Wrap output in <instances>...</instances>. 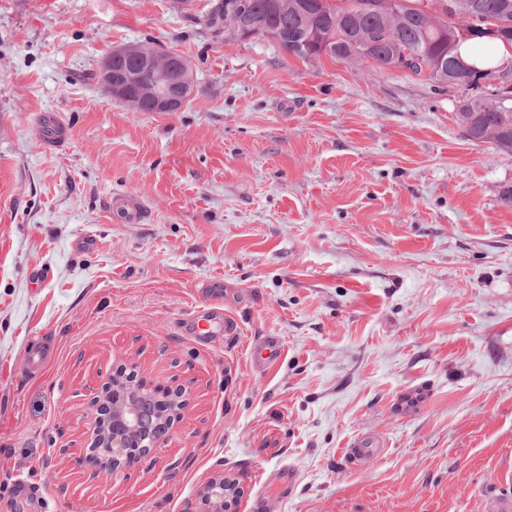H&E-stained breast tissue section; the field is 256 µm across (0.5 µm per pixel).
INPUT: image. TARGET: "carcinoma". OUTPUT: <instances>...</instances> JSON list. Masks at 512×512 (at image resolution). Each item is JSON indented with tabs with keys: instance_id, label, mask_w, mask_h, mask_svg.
Masks as SVG:
<instances>
[{
	"instance_id": "obj_1",
	"label": "carcinoma",
	"mask_w": 512,
	"mask_h": 512,
	"mask_svg": "<svg viewBox=\"0 0 512 512\" xmlns=\"http://www.w3.org/2000/svg\"><path fill=\"white\" fill-rule=\"evenodd\" d=\"M216 0L211 8L193 20L224 41L238 39L236 26L245 18L257 31L277 29L288 32L280 42L286 52L302 60L320 58L319 45L328 48L325 56L343 62H368L379 69H392L403 54L421 60L422 66H410V73L425 81L448 87L471 85L472 74L461 69L460 44L474 40L479 44L495 42L512 51V30L491 39L483 34L486 19L512 11V0ZM138 46L146 54L137 58H118L112 65L118 70L138 74L152 81L150 55L169 58L176 66L184 59L155 48L149 42ZM481 69L512 73V59L501 62L484 58L475 62ZM457 122L462 136L472 142H492L501 150L512 151V99L497 108H489L479 93H468L459 103Z\"/></svg>"
}]
</instances>
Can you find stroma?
Returning a JSON list of instances; mask_svg holds the SVG:
<instances>
[{
    "mask_svg": "<svg viewBox=\"0 0 512 512\" xmlns=\"http://www.w3.org/2000/svg\"><path fill=\"white\" fill-rule=\"evenodd\" d=\"M189 16L0 0V512H205L219 474L239 484L232 512L260 496L265 512H482L512 452V152L462 137L459 89ZM138 41L193 64L180 111L130 110L97 81ZM44 112L63 146L44 144ZM115 194L147 220L111 222ZM206 299L237 334L189 336ZM42 335L55 359L23 379ZM259 336L283 346L266 373ZM119 368L184 405L161 447L110 472L88 457L91 400ZM359 434L384 451L353 466ZM17 475L40 499L14 495ZM280 341L273 336L254 339L249 344V356L252 366L259 372H267L282 356Z\"/></svg>",
    "mask_w": 512,
    "mask_h": 512,
    "instance_id": "obj_1",
    "label": "stroma"
}]
</instances>
